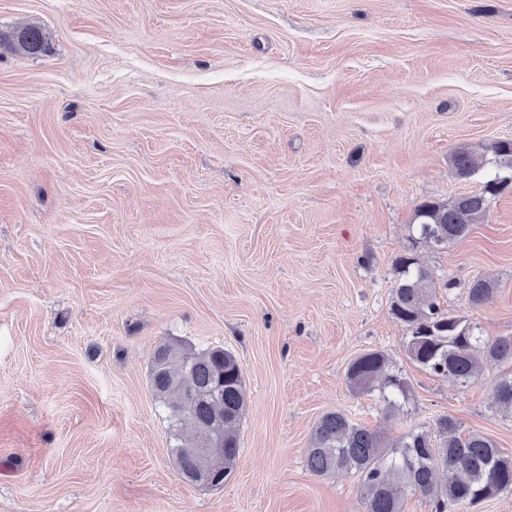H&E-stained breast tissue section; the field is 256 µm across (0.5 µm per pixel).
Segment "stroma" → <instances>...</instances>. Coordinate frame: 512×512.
<instances>
[{
    "label": "stroma",
    "instance_id": "1",
    "mask_svg": "<svg viewBox=\"0 0 512 512\" xmlns=\"http://www.w3.org/2000/svg\"><path fill=\"white\" fill-rule=\"evenodd\" d=\"M28 24L45 53L0 46V512H363L305 466L334 410L393 438L449 414L512 456L500 368L420 371L390 313L412 252L443 309L512 336V189L448 247L411 227L481 192L456 148L512 139V0H0V32ZM173 339L243 368L220 487L169 452L149 369ZM375 349L409 415L350 391ZM495 282L483 276L469 280L466 288L467 299L471 307H479L486 303L495 290ZM493 393L497 411L512 417V371L500 374L494 383Z\"/></svg>",
    "mask_w": 512,
    "mask_h": 512
}]
</instances>
